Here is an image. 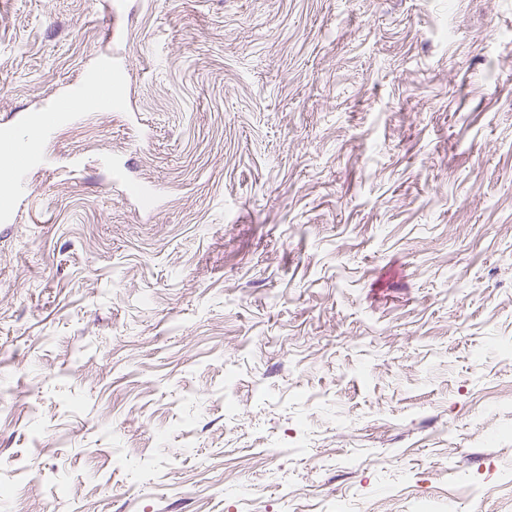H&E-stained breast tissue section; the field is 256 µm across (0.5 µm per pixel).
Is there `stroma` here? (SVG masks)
<instances>
[{"label":"stroma","instance_id":"stroma-1","mask_svg":"<svg viewBox=\"0 0 512 512\" xmlns=\"http://www.w3.org/2000/svg\"><path fill=\"white\" fill-rule=\"evenodd\" d=\"M110 28L0 223L9 512H512V0H0V127ZM118 82V71L113 69L112 63L107 60L102 61L96 69L87 75L83 90L74 95V98L80 103L74 112H97L107 109L112 100L109 102L86 101L85 89L94 83H106L108 90L112 91V88L116 87Z\"/></svg>","mask_w":512,"mask_h":512}]
</instances>
